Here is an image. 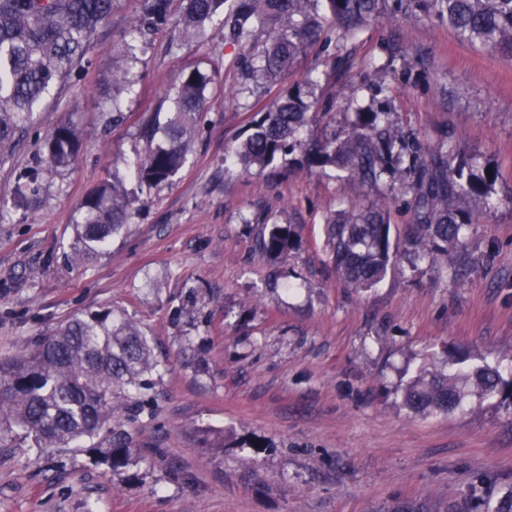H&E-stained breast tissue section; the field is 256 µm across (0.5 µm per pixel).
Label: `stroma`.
I'll return each instance as SVG.
<instances>
[{
  "instance_id": "stroma-1",
  "label": "stroma",
  "mask_w": 512,
  "mask_h": 512,
  "mask_svg": "<svg viewBox=\"0 0 512 512\" xmlns=\"http://www.w3.org/2000/svg\"><path fill=\"white\" fill-rule=\"evenodd\" d=\"M139 0H116L66 83L0 165V359L36 336L102 308L144 331L167 367L152 413L126 423L136 451L123 474L71 448L0 447V512H469L474 497L512 493V409L496 400L450 415L404 406L406 375L447 353L512 365V55L461 41L431 15L373 19L335 51L312 49L278 81L246 76L221 17L187 39L174 0L165 29L131 32ZM221 77L206 89L188 161L171 182L134 197L124 238L91 263L65 253L81 201L108 173L128 175L142 126L164 120L186 65ZM130 73V84L114 81ZM311 91L324 131L357 104L388 102L392 119L497 173L473 203L476 222L454 260L402 258L367 292L332 270L322 216L350 195L338 171L225 166L256 112L278 94ZM119 102L123 122L108 123ZM83 147L51 167L44 144L64 120ZM40 193L11 206L20 172ZM387 199L393 233L413 215L401 190ZM290 224L281 263L255 248L257 221ZM208 433L224 445L203 444Z\"/></svg>"
}]
</instances>
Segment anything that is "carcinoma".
Wrapping results in <instances>:
<instances>
[{
    "label": "carcinoma",
    "mask_w": 512,
    "mask_h": 512,
    "mask_svg": "<svg viewBox=\"0 0 512 512\" xmlns=\"http://www.w3.org/2000/svg\"><path fill=\"white\" fill-rule=\"evenodd\" d=\"M134 27L152 34L166 26L171 0H140ZM182 21L200 36L226 0H182ZM233 0L222 27L236 42L240 64L249 75L275 79L315 46L326 51L360 32L386 10L391 15L427 11L471 44L512 53V0ZM114 0H0V161H6L49 89L79 65ZM267 34L258 43L260 34ZM215 75L198 67L181 74L173 108L162 123L142 131L145 141L133 171L141 186L172 180L186 162L205 105V90ZM308 76L278 95L253 121L251 133L225 162L245 170L282 168L312 172L326 166L346 173L352 196L384 179L402 181L411 195L414 234L402 241L391 233L388 208L350 200L349 208L324 218L326 248L333 270L354 290L379 284L398 256L416 260L438 255L453 262L475 224L471 203L494 192L496 175L457 157L443 140L424 141L388 120L385 104L359 106L344 134L304 139L301 132L319 120ZM81 147L74 122L59 123L48 137L47 162L72 165ZM38 191V174H20L13 205L23 207ZM125 178L104 179L81 203L72 225L66 257L85 263L104 254L127 230L132 210ZM290 224H262L257 249L277 261L294 248ZM446 373L419 369L405 385L403 402L420 413L448 414L469 397L512 406V369L472 364L458 352L444 361ZM160 375L148 337L110 308L75 316L51 333L36 337L25 351L0 361V447L30 442L35 448H84L113 472L123 473L133 448L120 418L132 421L151 411L155 377Z\"/></svg>",
    "instance_id": "carcinoma-1"
}]
</instances>
